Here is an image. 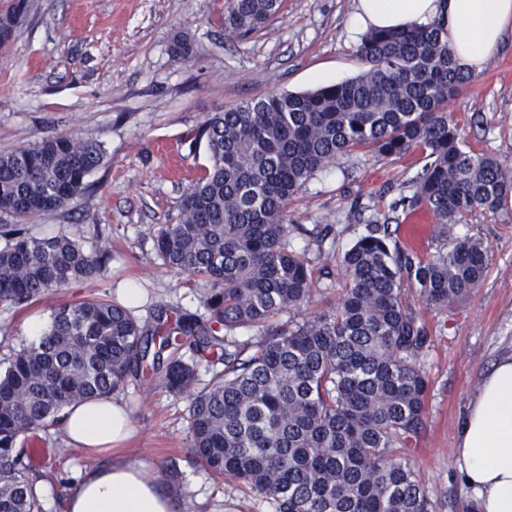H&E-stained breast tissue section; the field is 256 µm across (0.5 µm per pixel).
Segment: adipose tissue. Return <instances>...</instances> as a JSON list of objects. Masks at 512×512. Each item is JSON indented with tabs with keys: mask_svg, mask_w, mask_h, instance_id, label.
I'll use <instances>...</instances> for the list:
<instances>
[{
	"mask_svg": "<svg viewBox=\"0 0 512 512\" xmlns=\"http://www.w3.org/2000/svg\"><path fill=\"white\" fill-rule=\"evenodd\" d=\"M437 24L457 63L484 69L512 28V0H356L350 26L402 30ZM62 430L70 445L108 464L80 473L63 512H176L173 498L146 462L127 452L131 415L107 395L65 408ZM455 458L478 512H512V355L482 377L456 434Z\"/></svg>",
	"mask_w": 512,
	"mask_h": 512,
	"instance_id": "ef3b65f1",
	"label": "adipose tissue"
}]
</instances>
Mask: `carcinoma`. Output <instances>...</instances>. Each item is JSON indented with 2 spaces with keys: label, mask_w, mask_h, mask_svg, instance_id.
<instances>
[{
  "label": "carcinoma",
  "mask_w": 512,
  "mask_h": 512,
  "mask_svg": "<svg viewBox=\"0 0 512 512\" xmlns=\"http://www.w3.org/2000/svg\"><path fill=\"white\" fill-rule=\"evenodd\" d=\"M26 0L0 12V50L14 36ZM282 0H224V30L249 38ZM194 51L178 35L175 61ZM359 54L367 69L302 93L268 94L211 112L197 138L210 163L185 190L179 216L155 236L168 269L211 284L208 318L168 309L140 322L132 310L92 298L55 308L40 339L0 370V512H41L20 439L60 422L72 403L115 391L146 364L170 392L190 398L192 450L212 473L273 500L275 512H437L410 466L408 442L424 427L430 333L405 287L450 309L478 287L489 248L458 239L429 261L391 251L389 225L371 224L339 258L345 276L336 306L274 326L243 347L240 328L264 327L311 295L307 258L291 249L288 203L336 158L372 149L396 160L426 151L416 190L398 205H424L436 223L500 205L512 167L465 150L448 118V97L471 82L438 27L371 30ZM101 142L74 132L0 154V307L16 308L73 282L97 277L112 253L86 249L64 231L28 233L33 218L71 205L105 164ZM183 349L222 367L195 391Z\"/></svg>",
  "instance_id": "cac0c4a2"
}]
</instances>
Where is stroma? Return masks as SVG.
Here are the masks:
<instances>
[{"instance_id": "stroma-1", "label": "stroma", "mask_w": 512, "mask_h": 512, "mask_svg": "<svg viewBox=\"0 0 512 512\" xmlns=\"http://www.w3.org/2000/svg\"><path fill=\"white\" fill-rule=\"evenodd\" d=\"M355 0H283L262 35L229 36L224 0H28L27 15L6 50L0 51V153L64 132L103 143L106 164L94 172L92 189L64 209L30 223L31 233L73 234L85 248L112 252L99 277L69 284L32 304L0 309V358L28 343L32 318L49 321L61 303L116 299L125 283L142 290L133 313L149 318L159 306L203 313L209 285H186L163 266L155 236L174 223L183 193L210 163L195 133L207 113L271 93L317 89L316 74L337 83L361 74L359 39L349 22ZM196 53L177 63L169 56L176 34ZM467 147L512 166V34L473 83L450 103ZM424 164L421 150L397 160L363 149L337 158L294 196L288 218L296 224L291 248L307 254L313 268L311 299L280 314L301 320L337 303L343 288L339 258L368 225L388 224L391 247L405 248L408 208ZM478 237L491 251L486 275L451 310L412 306L432 336L423 360L430 387L425 425L410 444L409 462L437 512H475L472 494L455 461L458 426L480 377L512 354V207L501 206L441 229L431 224L426 260L450 240ZM132 411L129 445L155 470L182 504L180 512H274L265 497L208 471L194 456L188 401L144 372L117 392ZM58 427L40 435L42 453L33 479L49 489L42 512H62L79 473L95 460L69 447Z\"/></svg>"}]
</instances>
